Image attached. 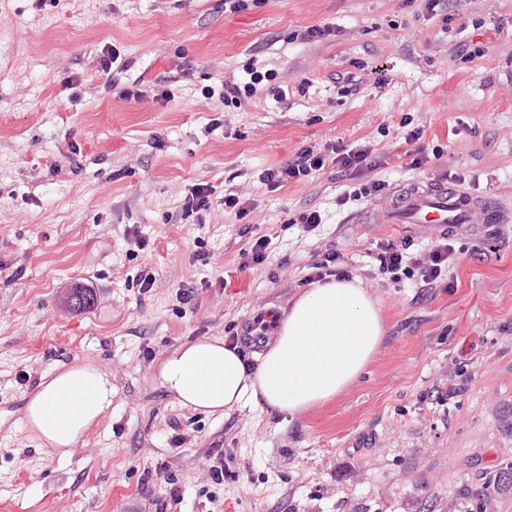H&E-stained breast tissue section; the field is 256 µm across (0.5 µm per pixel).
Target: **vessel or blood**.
Masks as SVG:
<instances>
[{"label": "vessel or blood", "instance_id": "obj_1", "mask_svg": "<svg viewBox=\"0 0 512 512\" xmlns=\"http://www.w3.org/2000/svg\"><path fill=\"white\" fill-rule=\"evenodd\" d=\"M505 205L477 197L440 181L412 183L397 190L386 223L405 229L420 226L435 235L452 233L462 225L481 219L485 224H500Z\"/></svg>", "mask_w": 512, "mask_h": 512}]
</instances>
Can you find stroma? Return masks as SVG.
<instances>
[{
  "instance_id": "obj_1",
  "label": "stroma",
  "mask_w": 512,
  "mask_h": 512,
  "mask_svg": "<svg viewBox=\"0 0 512 512\" xmlns=\"http://www.w3.org/2000/svg\"><path fill=\"white\" fill-rule=\"evenodd\" d=\"M447 3L427 20L420 0H0V512H155L156 462L181 489L173 512H470L479 490L486 512H512V483L494 480L512 462V223L463 227L447 286L419 288L382 271L377 242L433 240L383 224L389 195L339 205L333 166L276 190L258 180L303 149L365 141L390 187L451 174L512 203V0ZM325 25L336 35L302 39ZM106 45L120 53L108 79ZM253 61L281 94L225 106L223 78ZM131 85L140 97L121 98ZM414 129L441 166L410 169ZM198 184L211 207L185 212ZM228 191L246 218L225 211ZM311 209L309 231L297 218ZM265 234L266 261L246 264ZM330 248L386 325L345 393L294 417H214L159 387L181 345L240 343L258 313L285 314ZM79 289L89 306H72ZM85 362L110 374L112 409L69 457L44 452L24 407Z\"/></svg>"
}]
</instances>
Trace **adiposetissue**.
Listing matches in <instances>:
<instances>
[{"instance_id":"ef3b65f1","label":"adipose tissue","mask_w":512,"mask_h":512,"mask_svg":"<svg viewBox=\"0 0 512 512\" xmlns=\"http://www.w3.org/2000/svg\"><path fill=\"white\" fill-rule=\"evenodd\" d=\"M385 335L379 301L360 279H330L294 298L257 365L219 337L168 354L159 384L184 408L209 415L244 405L291 416L326 403L356 383ZM112 406V381L95 364L45 377L25 407L42 447L66 457Z\"/></svg>"}]
</instances>
